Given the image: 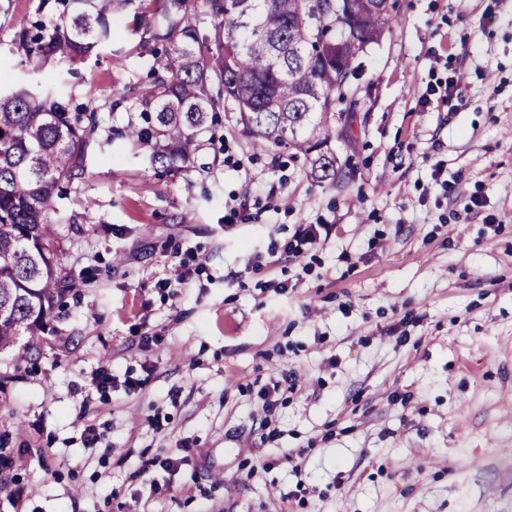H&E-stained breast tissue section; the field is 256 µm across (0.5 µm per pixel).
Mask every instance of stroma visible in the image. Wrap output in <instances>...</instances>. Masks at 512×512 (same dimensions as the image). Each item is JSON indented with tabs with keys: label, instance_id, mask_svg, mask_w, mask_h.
<instances>
[{
	"label": "stroma",
	"instance_id": "stroma-1",
	"mask_svg": "<svg viewBox=\"0 0 512 512\" xmlns=\"http://www.w3.org/2000/svg\"><path fill=\"white\" fill-rule=\"evenodd\" d=\"M390 2L319 183L215 80L194 169L160 172L119 136L155 62L132 12L75 73L34 72L15 34L56 2L0 0V85L65 81L117 133L53 202L79 296L31 360L0 353V512H512V0ZM301 224L325 238L296 258Z\"/></svg>",
	"mask_w": 512,
	"mask_h": 512
}]
</instances>
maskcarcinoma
<instances>
[{"label": "carcinoma", "mask_w": 512, "mask_h": 512, "mask_svg": "<svg viewBox=\"0 0 512 512\" xmlns=\"http://www.w3.org/2000/svg\"><path fill=\"white\" fill-rule=\"evenodd\" d=\"M56 3L62 23L17 33L36 69L85 61L111 42L114 15L130 8L147 24L141 47L165 46L152 80L131 84L126 94L143 125L129 126L123 137L151 144L153 164L166 171L194 168L201 135L214 120L207 85L216 79L256 146L291 152L319 182L336 178V160L325 147L335 135L336 104L348 102L353 62L395 21L377 0H354L357 32L336 31L328 16L314 38L309 0ZM203 14L217 20L209 36L192 24ZM98 125L94 99L71 109L61 84L0 91V352L20 336L43 333L63 297L77 290L48 214L55 191L82 179L89 157L112 142L93 137Z\"/></svg>", "instance_id": "carcinoma-1"}]
</instances>
